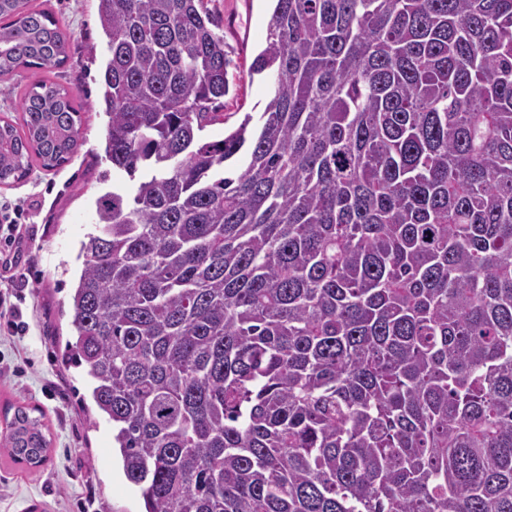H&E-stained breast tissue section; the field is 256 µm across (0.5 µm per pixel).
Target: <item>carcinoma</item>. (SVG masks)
I'll return each mask as SVG.
<instances>
[{
	"label": "carcinoma",
	"mask_w": 512,
	"mask_h": 512,
	"mask_svg": "<svg viewBox=\"0 0 512 512\" xmlns=\"http://www.w3.org/2000/svg\"><path fill=\"white\" fill-rule=\"evenodd\" d=\"M105 158L69 363L142 512H512V0H274L263 111L219 141L205 0H96ZM0 0V79L67 55ZM0 185L79 145L33 79ZM6 447L43 465L42 417Z\"/></svg>",
	"instance_id": "obj_1"
}]
</instances>
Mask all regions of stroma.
Here are the masks:
<instances>
[{
    "mask_svg": "<svg viewBox=\"0 0 512 512\" xmlns=\"http://www.w3.org/2000/svg\"><path fill=\"white\" fill-rule=\"evenodd\" d=\"M207 2L230 58L224 119L203 133L215 141L237 127L245 113L262 111L270 96L269 78L251 73L250 65L265 45L273 4ZM32 3L58 17L70 39L68 59L51 78L70 87L82 108L81 145L62 167L47 171L35 163L22 181L0 186V205L22 211L28 238L12 279L0 281V292L19 298L29 325L20 336L0 327V368L21 369L20 375L0 377V437L6 432V409L24 405L43 415L51 439L49 458L38 468L14 462L0 445V512H141L139 496L111 456L108 425L79 407L85 370L65 369L60 358L72 335L68 300L76 247L96 221V198L129 183L103 158L106 119L98 113V79L104 38L94 0Z\"/></svg>",
    "mask_w": 512,
    "mask_h": 512,
    "instance_id": "stroma-1",
    "label": "stroma"
}]
</instances>
